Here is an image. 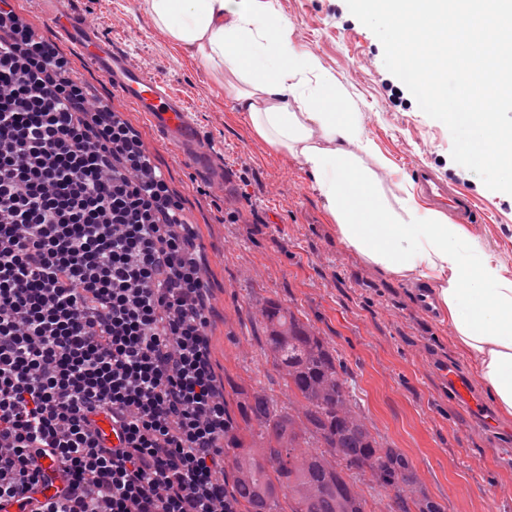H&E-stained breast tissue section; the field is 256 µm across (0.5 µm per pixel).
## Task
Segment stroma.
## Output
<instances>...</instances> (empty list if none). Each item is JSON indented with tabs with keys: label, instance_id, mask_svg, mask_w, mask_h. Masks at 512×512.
<instances>
[{
	"label": "stroma",
	"instance_id": "obj_1",
	"mask_svg": "<svg viewBox=\"0 0 512 512\" xmlns=\"http://www.w3.org/2000/svg\"><path fill=\"white\" fill-rule=\"evenodd\" d=\"M141 0H67L68 10L95 18L113 47L147 76L182 96L190 116L224 166L214 190L176 149L150 129L135 107L60 40L42 19L43 0H12L34 34L55 40L89 97L109 105L138 135L194 225V248L217 317L208 329L213 367L226 400L236 387L288 404L291 393L264 351L262 309L275 302L313 327L336 349L361 415L384 443L409 459L428 495L445 512H512V417L495 431L473 424L469 409L448 393L444 364L488 391L473 359L456 347L444 313L430 315L412 282L387 275L350 251L325 213L302 165L272 149L234 111L227 85L204 63L174 45L140 7ZM261 10L293 27L297 54L319 57L343 90L348 111L372 142L374 167L389 200L412 194V171L424 165L469 194L484 220L467 235L492 251L512 276V195L485 187L451 158L448 128L422 112L383 63V47L345 0H259ZM499 448L492 457L491 448Z\"/></svg>",
	"mask_w": 512,
	"mask_h": 512
}]
</instances>
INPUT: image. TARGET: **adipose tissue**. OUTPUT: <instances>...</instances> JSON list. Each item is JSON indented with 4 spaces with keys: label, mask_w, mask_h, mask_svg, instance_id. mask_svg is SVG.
<instances>
[{
    "label": "adipose tissue",
    "mask_w": 512,
    "mask_h": 512,
    "mask_svg": "<svg viewBox=\"0 0 512 512\" xmlns=\"http://www.w3.org/2000/svg\"><path fill=\"white\" fill-rule=\"evenodd\" d=\"M256 0H144L157 29L216 71H228L234 108L254 132L311 174L345 246L388 275L434 285L455 344L512 416V277L459 225L389 202L363 158L373 151L344 94L316 55H298L292 27Z\"/></svg>",
    "instance_id": "obj_1"
}]
</instances>
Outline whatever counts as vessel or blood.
I'll return each mask as SVG.
<instances>
[{
    "label": "vessel or blood",
    "mask_w": 512,
    "mask_h": 512,
    "mask_svg": "<svg viewBox=\"0 0 512 512\" xmlns=\"http://www.w3.org/2000/svg\"><path fill=\"white\" fill-rule=\"evenodd\" d=\"M44 19L64 39L80 47L85 58L109 81L114 92L143 112L152 128L176 148L182 161L206 170L213 185L223 186L224 169L201 139L181 97L173 95L160 80L145 76L126 54L113 49L86 17L51 7L45 10ZM415 176L429 206L448 214L456 223H480L481 218L470 197L450 186L447 178L424 167L416 169ZM444 372L450 394L468 405L474 418L488 421L489 416L476 397L470 380L451 365L446 366Z\"/></svg>",
    "instance_id": "1"
}]
</instances>
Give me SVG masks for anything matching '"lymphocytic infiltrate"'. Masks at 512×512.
I'll return each mask as SVG.
<instances>
[{
    "label": "lymphocytic infiltrate",
    "mask_w": 512,
    "mask_h": 512,
    "mask_svg": "<svg viewBox=\"0 0 512 512\" xmlns=\"http://www.w3.org/2000/svg\"><path fill=\"white\" fill-rule=\"evenodd\" d=\"M0 27V512H236L195 230L54 44Z\"/></svg>",
    "instance_id": "1"
}]
</instances>
